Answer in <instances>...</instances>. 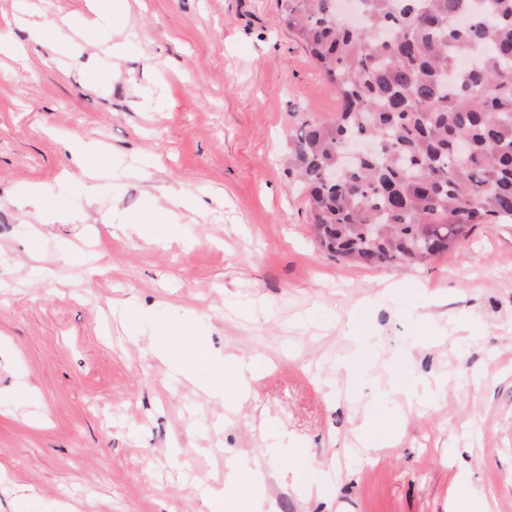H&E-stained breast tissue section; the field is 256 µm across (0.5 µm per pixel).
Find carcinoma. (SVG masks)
Instances as JSON below:
<instances>
[{"instance_id":"obj_1","label":"carcinoma","mask_w":512,"mask_h":512,"mask_svg":"<svg viewBox=\"0 0 512 512\" xmlns=\"http://www.w3.org/2000/svg\"><path fill=\"white\" fill-rule=\"evenodd\" d=\"M336 5L280 0L340 99L336 121L303 122L289 149L320 246L422 265L477 224H511L512 0H356V25ZM349 138L379 150L330 185Z\"/></svg>"}]
</instances>
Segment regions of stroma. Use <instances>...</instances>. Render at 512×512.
<instances>
[{"mask_svg":"<svg viewBox=\"0 0 512 512\" xmlns=\"http://www.w3.org/2000/svg\"><path fill=\"white\" fill-rule=\"evenodd\" d=\"M90 14L0 0V41L28 47L0 55V512H225L230 461L264 512H512V224L418 266L335 259L286 157L340 101L279 0H112L67 56L28 41ZM152 202L172 224L127 227ZM121 308L193 328L191 381ZM230 354L257 397L198 398ZM264 418L286 474L255 471ZM67 149L71 153L76 165L80 169L81 176H88L89 178V180H84V187L86 189L87 200L92 201L98 191V184L93 182L96 179V175H88L85 161L87 157L93 153L94 148L91 145L84 143L80 139H75L68 144Z\"/></svg>","mask_w":512,"mask_h":512,"instance_id":"1","label":"stroma"}]
</instances>
